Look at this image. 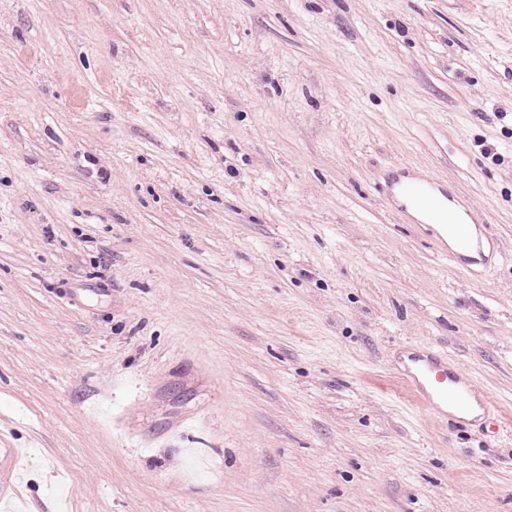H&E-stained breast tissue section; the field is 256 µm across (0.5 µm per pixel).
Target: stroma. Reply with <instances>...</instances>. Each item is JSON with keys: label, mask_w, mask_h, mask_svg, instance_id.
<instances>
[{"label": "stroma", "mask_w": 512, "mask_h": 512, "mask_svg": "<svg viewBox=\"0 0 512 512\" xmlns=\"http://www.w3.org/2000/svg\"><path fill=\"white\" fill-rule=\"evenodd\" d=\"M0 447L24 512H512V0H0ZM399 171V175L389 180L392 192L396 190L413 205L423 207L431 219L441 221L442 210L448 209V224L458 222L459 215L448 208V201L455 204L448 200V188L443 181L416 177L408 168H400ZM431 219L423 220L421 224H437ZM444 236L438 237L442 253L453 261L456 265L474 269L475 267L487 266L490 261V255H486L479 242L472 241L458 225L442 224ZM448 227L451 228L457 239L458 249L448 250ZM394 375L414 400L455 425H484L502 420L499 408L448 355L430 347H404Z\"/></svg>", "instance_id": "stroma-1"}]
</instances>
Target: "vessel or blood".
Masks as SVG:
<instances>
[{
  "label": "vessel or blood",
  "instance_id": "b4317fda",
  "mask_svg": "<svg viewBox=\"0 0 512 512\" xmlns=\"http://www.w3.org/2000/svg\"><path fill=\"white\" fill-rule=\"evenodd\" d=\"M392 183L401 196L423 207L432 219H440L442 210L448 207V190L441 181L414 176L404 168ZM456 239V249L447 252L456 265L472 269L490 263L491 258L480 243L461 231ZM402 354V365L394 374L417 403L455 425L474 426L488 419L501 420L499 408L446 353L408 346Z\"/></svg>",
  "mask_w": 512,
  "mask_h": 512
}]
</instances>
